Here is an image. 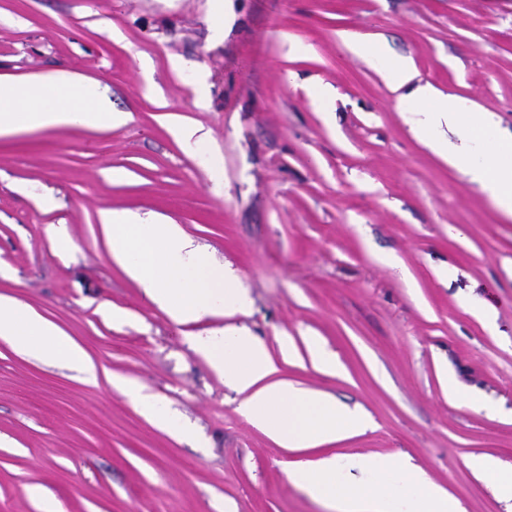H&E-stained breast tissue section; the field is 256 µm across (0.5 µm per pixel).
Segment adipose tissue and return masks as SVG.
Masks as SVG:
<instances>
[{
	"label": "adipose tissue",
	"mask_w": 512,
	"mask_h": 512,
	"mask_svg": "<svg viewBox=\"0 0 512 512\" xmlns=\"http://www.w3.org/2000/svg\"><path fill=\"white\" fill-rule=\"evenodd\" d=\"M346 41L355 54L404 89L402 117L410 131L489 193L503 216L512 218V135H503L487 113L471 111L431 85H415L408 59L391 54L384 44L352 33ZM127 118V113L114 111L105 87L96 80L65 72L0 76V136L75 125L109 129ZM452 132L460 136L454 147L448 144ZM100 222L113 261L177 324L245 308L240 278L208 263L179 225L112 209L101 212ZM0 339L19 354L73 362L87 380L97 377L95 365L70 336L17 299L0 296ZM187 342L240 395V412L269 430L281 447L315 448L367 427L361 414L332 397L276 380V363L246 328L214 329ZM355 468L363 480L352 481ZM291 478L334 512H459L448 491L403 456L351 462L330 456L303 464Z\"/></svg>",
	"instance_id": "ef3b65f1"
}]
</instances>
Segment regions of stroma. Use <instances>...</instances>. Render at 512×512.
<instances>
[{"label": "stroma", "mask_w": 512, "mask_h": 512, "mask_svg": "<svg viewBox=\"0 0 512 512\" xmlns=\"http://www.w3.org/2000/svg\"><path fill=\"white\" fill-rule=\"evenodd\" d=\"M0 0V75L66 71L129 113L0 137V295L94 362L0 340V512H329L293 482L330 455L408 456L464 512H512L474 458L512 470V220L403 122L340 38L383 40L420 83L512 132V0ZM336 109H319L314 86ZM177 115L208 140L187 151ZM179 224L246 288L245 312L180 325L117 266L100 213ZM63 224L68 247L52 242ZM246 326L277 376L362 409L364 433L279 447L187 338ZM318 342L336 361L319 370ZM185 423H150L109 377ZM496 408L459 406L449 382Z\"/></svg>", "instance_id": "1"}]
</instances>
